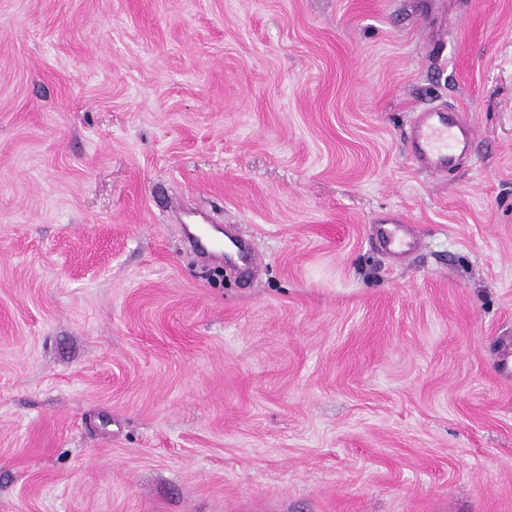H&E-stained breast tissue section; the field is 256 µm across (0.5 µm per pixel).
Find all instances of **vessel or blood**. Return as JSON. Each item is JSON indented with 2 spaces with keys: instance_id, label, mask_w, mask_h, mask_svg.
<instances>
[{
  "instance_id": "b4317fda",
  "label": "vessel or blood",
  "mask_w": 512,
  "mask_h": 512,
  "mask_svg": "<svg viewBox=\"0 0 512 512\" xmlns=\"http://www.w3.org/2000/svg\"><path fill=\"white\" fill-rule=\"evenodd\" d=\"M473 138L471 124L459 112L451 116L440 110H424L416 113L410 125L412 157L421 170L433 175H446L467 156ZM381 236L386 249L394 254L417 245L416 236L401 219L383 229Z\"/></svg>"
}]
</instances>
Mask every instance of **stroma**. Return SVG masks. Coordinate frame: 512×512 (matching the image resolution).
Returning a JSON list of instances; mask_svg holds the SVG:
<instances>
[{
	"mask_svg": "<svg viewBox=\"0 0 512 512\" xmlns=\"http://www.w3.org/2000/svg\"><path fill=\"white\" fill-rule=\"evenodd\" d=\"M510 355L512 0H0V512H512ZM474 130L461 112L450 118L446 111L417 112L410 125L412 157L418 167L445 176L471 150ZM392 226L383 229L381 233L383 243L389 252L402 253L417 246V238L406 221L396 219Z\"/></svg>",
	"mask_w": 512,
	"mask_h": 512,
	"instance_id": "1",
	"label": "stroma"
}]
</instances>
